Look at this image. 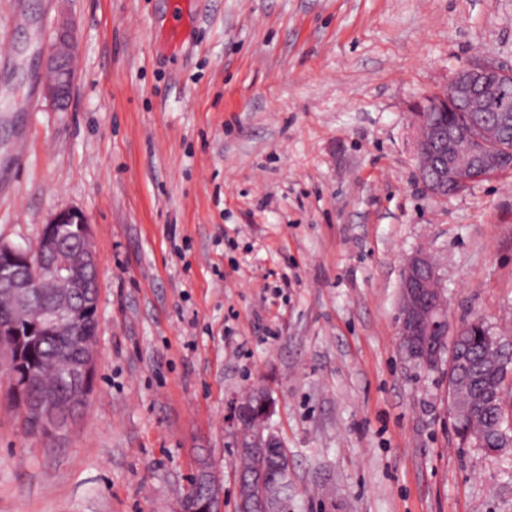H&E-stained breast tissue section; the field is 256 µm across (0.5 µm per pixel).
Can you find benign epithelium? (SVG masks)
<instances>
[{
	"label": "benign epithelium",
	"instance_id": "obj_1",
	"mask_svg": "<svg viewBox=\"0 0 512 512\" xmlns=\"http://www.w3.org/2000/svg\"><path fill=\"white\" fill-rule=\"evenodd\" d=\"M74 52L75 44L66 25L59 29L54 43L41 52L43 70L52 75L44 91L59 106L72 93L75 75L69 61ZM510 74L512 68L494 62L463 67L455 72L445 91L428 98L415 113L417 172L432 196L445 199L449 189L460 192L492 177L498 170L493 153L473 147L465 151L457 148L461 130L450 127L443 137L436 136L426 114L465 109L479 120L487 105L493 102L498 123L512 126V89L502 82V77ZM98 274L99 259L93 247L91 226L77 210L53 214L41 229L34 253L0 240V281L4 282L0 297L11 305L10 318L0 321V335L19 336L24 327L30 336H44L67 325L84 323L95 309ZM34 288L43 289L52 304L33 314ZM400 316V348L411 360L429 370L444 364L451 369L459 364L448 349V337L462 335L466 326L451 325L437 268L421 250L404 263ZM98 359L97 342L92 341L83 345L81 357L71 365L70 375L76 380L71 401L78 408L86 405L93 390ZM7 362L13 379H22L17 392L24 399V410L37 431L44 436L61 431L64 421L55 415V394L28 396L24 387L27 378L23 377L20 361L9 357ZM457 382V375H448V415L462 445L478 450L480 444L457 427L462 413ZM274 406L272 397L258 389L233 403L229 423L240 434L250 432V439L241 445L240 452L259 459L266 449L277 446L278 436L269 425ZM200 477L205 489L187 491L179 500L176 512H223L220 483L210 471L201 472ZM237 494V512H285L279 480L262 471L247 479L239 478Z\"/></svg>",
	"mask_w": 512,
	"mask_h": 512
}]
</instances>
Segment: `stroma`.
Returning a JSON list of instances; mask_svg holds the SVG:
<instances>
[{
    "mask_svg": "<svg viewBox=\"0 0 512 512\" xmlns=\"http://www.w3.org/2000/svg\"><path fill=\"white\" fill-rule=\"evenodd\" d=\"M64 19L61 111L33 57ZM1 42L0 239L75 209L101 265L66 431L25 433L0 363V512H176L204 465L234 512L227 412L255 386L288 512H512V454L459 447L443 370L398 341L419 249L451 322L512 337V172L435 198L413 123L459 68L512 66V0H0ZM99 359L97 341L83 345L81 357L71 365L70 375L76 380L71 392V401L79 409L86 405L93 390L96 365Z\"/></svg>",
    "mask_w": 512,
    "mask_h": 512,
    "instance_id": "1",
    "label": "stroma"
}]
</instances>
